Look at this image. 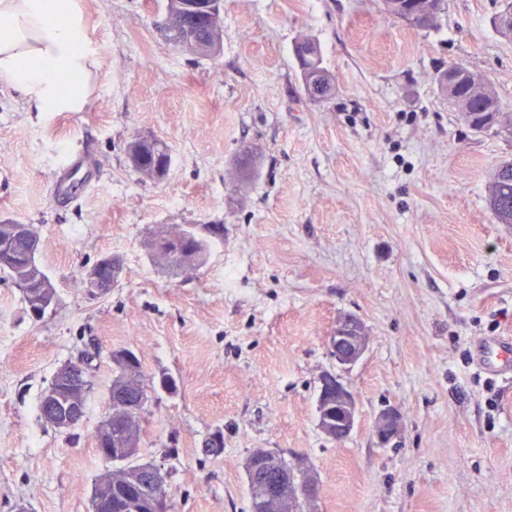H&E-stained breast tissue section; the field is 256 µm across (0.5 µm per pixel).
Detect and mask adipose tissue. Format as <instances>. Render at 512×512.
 Masks as SVG:
<instances>
[{
  "mask_svg": "<svg viewBox=\"0 0 512 512\" xmlns=\"http://www.w3.org/2000/svg\"><path fill=\"white\" fill-rule=\"evenodd\" d=\"M84 0H0V93L32 112H82L104 75Z\"/></svg>",
  "mask_w": 512,
  "mask_h": 512,
  "instance_id": "adipose-tissue-1",
  "label": "adipose tissue"
}]
</instances>
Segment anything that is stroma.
<instances>
[{
  "instance_id": "obj_1",
  "label": "stroma",
  "mask_w": 512,
  "mask_h": 512,
  "mask_svg": "<svg viewBox=\"0 0 512 512\" xmlns=\"http://www.w3.org/2000/svg\"><path fill=\"white\" fill-rule=\"evenodd\" d=\"M84 2L105 75L86 111L0 94V221L37 228L58 294L32 320L0 271V512H92L122 350L153 385L136 460L165 475L167 512H249L243 464L258 449L307 459L318 512H512V373L478 366L488 341L512 337V224L486 202L512 137L472 131L438 86L464 64L512 113L499 0H446L430 29L381 0H223L210 59L166 41L167 0ZM302 37L335 80L327 100L304 92ZM139 137L167 145L163 180L131 165ZM78 148L97 180L68 204L55 178ZM177 225L208 245L183 272L150 248ZM105 255L122 278L89 295L80 273ZM345 315L368 342L349 367L329 346ZM82 349L100 352L86 414L61 433L39 402ZM330 374L358 407L340 443L317 426ZM388 407L402 426L383 446L373 424Z\"/></svg>"
}]
</instances>
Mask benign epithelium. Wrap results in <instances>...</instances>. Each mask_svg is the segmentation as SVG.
<instances>
[{
    "label": "benign epithelium",
    "mask_w": 512,
    "mask_h": 512,
    "mask_svg": "<svg viewBox=\"0 0 512 512\" xmlns=\"http://www.w3.org/2000/svg\"><path fill=\"white\" fill-rule=\"evenodd\" d=\"M152 143L150 139L138 138L128 146V157L131 161L148 168V174L154 180L165 177L167 170L160 165L149 163L144 146ZM122 266L119 259L106 256L99 259L84 271L88 292L92 295L105 293L120 280ZM56 302H49L39 296L32 297L28 305V313L34 320H39L45 313L52 310ZM329 346L336 360L345 366L357 363L367 350V336L363 325L353 317H344L336 323V334L329 337ZM85 361L77 360L61 366L55 372V379L60 384L68 385L72 390H80L77 374L84 371ZM336 407V418H331L329 409ZM318 427L328 438L340 442L354 429L357 421V404L353 393L335 376L326 375L321 379L318 396ZM84 406L76 397L67 394V400L58 407L55 416L48 419L50 427L67 431L78 426L84 419ZM401 415L394 408L381 411L374 423V434L382 445H389L399 436ZM247 479L257 477L260 472L270 471L276 475V481L266 488L264 496L259 500L260 506H266L268 500L291 499L306 502L310 512H316L315 484L308 482L303 486L288 482V471L296 473L308 470L303 459L289 462L281 454L274 452L261 459L247 458L244 463ZM133 491L116 492L104 498L96 497L95 512H112L117 506L121 512H165L166 496L158 484L157 469L143 464L133 470Z\"/></svg>",
    "instance_id": "7a95c632"
}]
</instances>
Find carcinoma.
<instances>
[{
	"instance_id": "cac0c4a2",
	"label": "carcinoma",
	"mask_w": 512,
	"mask_h": 512,
	"mask_svg": "<svg viewBox=\"0 0 512 512\" xmlns=\"http://www.w3.org/2000/svg\"><path fill=\"white\" fill-rule=\"evenodd\" d=\"M386 13L402 16L409 13L408 21L420 28H430L435 24L444 0H382ZM222 24L221 12L212 17L193 20L191 15L171 0L168 7L163 31L174 44L187 47V51L201 57H212L215 51L198 50L190 46L191 38H196L212 28L215 33L214 44H220ZM294 55L301 71L303 84L308 95L316 100L333 92L334 85L330 73L321 65V53L312 39H303L295 44ZM441 91L448 96V103L458 112L464 123L476 133L492 129L500 133L512 134V123L508 121L504 107L489 81L480 73L463 64H453L443 70L439 76ZM488 204L500 224H512V161L497 164L489 180ZM185 231L168 230L156 235L151 247L159 260L166 265L189 270L202 258L206 243L200 238L191 246L182 241ZM39 236L32 224L25 225V231H17L15 224L0 223V241L8 240L13 244L17 255V264L1 266L12 282L21 291L24 303L31 300L34 291L43 298L56 295V289L46 287L49 277L40 265L25 258L29 239ZM112 405L106 419L95 433L96 447L122 448L130 439L139 440L140 413L143 407L134 401L140 395H148L147 385L140 368H128L116 372L112 380Z\"/></svg>"
}]
</instances>
